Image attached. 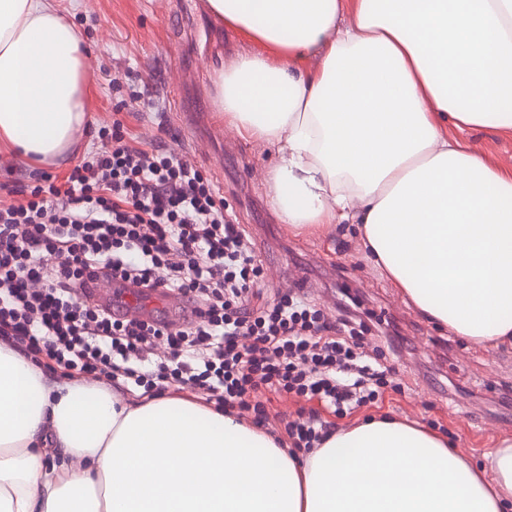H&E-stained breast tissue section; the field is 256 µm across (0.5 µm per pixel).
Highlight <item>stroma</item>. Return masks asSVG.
I'll return each instance as SVG.
<instances>
[{"label":"stroma","mask_w":512,"mask_h":512,"mask_svg":"<svg viewBox=\"0 0 512 512\" xmlns=\"http://www.w3.org/2000/svg\"><path fill=\"white\" fill-rule=\"evenodd\" d=\"M83 31L89 52L86 107L91 124L80 149L60 165L33 166L0 154V200L6 185L37 184L45 175L64 179L99 148L98 130L121 120L139 147L159 146L211 174L223 168L216 187L224 211L243 225L262 264L259 286L274 299L291 289L292 271L309 278L306 295L335 316L340 294L357 304L368 326L365 349L395 369L404 394L340 420L347 429L386 414L441 430L466 455H479L512 436V346L476 347L426 320L365 257L348 224L296 232L269 204L266 174L274 147L240 137L214 108L215 72L255 51L244 33L213 16L207 0H60ZM202 102L199 120L184 127L169 90ZM462 140L497 168L512 169V136L468 130ZM404 341L391 344L389 328Z\"/></svg>","instance_id":"obj_1"}]
</instances>
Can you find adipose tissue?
<instances>
[{
	"mask_svg": "<svg viewBox=\"0 0 512 512\" xmlns=\"http://www.w3.org/2000/svg\"><path fill=\"white\" fill-rule=\"evenodd\" d=\"M258 52L215 109L275 146L269 200L303 231L355 224L370 260L467 342L512 344V170L449 138L512 136V0H208ZM87 48L60 0H0V149L61 159ZM0 512H512V438L474 461L386 417L296 457L194 402L58 383L0 343Z\"/></svg>",
	"mask_w": 512,
	"mask_h": 512,
	"instance_id": "adipose-tissue-1",
	"label": "adipose tissue"
}]
</instances>
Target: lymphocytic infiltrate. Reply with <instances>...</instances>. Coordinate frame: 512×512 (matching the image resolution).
Masks as SVG:
<instances>
[{"instance_id": "lymphocytic-infiltrate-1", "label": "lymphocytic infiltrate", "mask_w": 512, "mask_h": 512, "mask_svg": "<svg viewBox=\"0 0 512 512\" xmlns=\"http://www.w3.org/2000/svg\"><path fill=\"white\" fill-rule=\"evenodd\" d=\"M63 183L0 204V341L36 364L143 388L190 386L227 415L251 413L279 445L311 451L338 419L403 393L374 367L349 312L329 318L297 292L265 300L261 267L211 179L179 156L138 147L121 121ZM46 253L58 263L42 262ZM106 271L124 284L175 291L198 319L178 329L113 316L78 287ZM170 347L153 371L142 354ZM293 394L321 412L277 429L268 406Z\"/></svg>"}]
</instances>
